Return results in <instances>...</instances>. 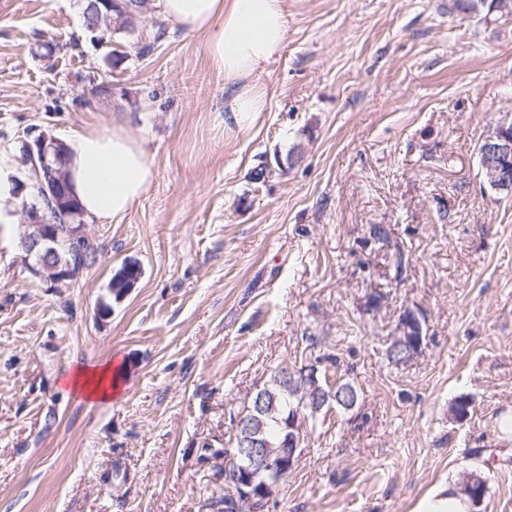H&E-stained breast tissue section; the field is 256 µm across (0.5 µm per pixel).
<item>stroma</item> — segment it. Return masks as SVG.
<instances>
[{
	"label": "stroma",
	"mask_w": 512,
	"mask_h": 512,
	"mask_svg": "<svg viewBox=\"0 0 512 512\" xmlns=\"http://www.w3.org/2000/svg\"><path fill=\"white\" fill-rule=\"evenodd\" d=\"M83 4L0 0V167L25 178L26 136L69 143L117 118L154 179L121 223L85 224L96 260L74 280L30 274L21 204L0 223V512H217L231 414L308 362L359 400L308 426L269 512H413L473 471L488 492L472 512H512V196L478 154L512 121V18L287 0L245 133L203 36L171 25L114 65L127 34L88 31ZM126 263L141 276L117 301ZM408 309L426 345L396 365L385 349ZM108 362L117 398L61 391Z\"/></svg>",
	"instance_id": "obj_1"
}]
</instances>
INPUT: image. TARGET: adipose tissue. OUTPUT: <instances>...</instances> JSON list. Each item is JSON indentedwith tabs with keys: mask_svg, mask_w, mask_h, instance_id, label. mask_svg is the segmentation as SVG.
<instances>
[{
	"mask_svg": "<svg viewBox=\"0 0 512 512\" xmlns=\"http://www.w3.org/2000/svg\"><path fill=\"white\" fill-rule=\"evenodd\" d=\"M163 16L188 34L205 37L211 60L226 82L238 83L230 101L240 130L265 110V95L247 77L273 63L288 35L286 0H161ZM72 192L83 214L119 223L148 191L154 172L143 144L123 122L106 131L79 133L67 162ZM65 394L86 402L119 392L111 365L80 367L65 381Z\"/></svg>",
	"mask_w": 512,
	"mask_h": 512,
	"instance_id": "1",
	"label": "adipose tissue"
}]
</instances>
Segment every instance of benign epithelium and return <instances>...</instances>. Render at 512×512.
<instances>
[{"label": "benign epithelium", "mask_w": 512, "mask_h": 512, "mask_svg": "<svg viewBox=\"0 0 512 512\" xmlns=\"http://www.w3.org/2000/svg\"><path fill=\"white\" fill-rule=\"evenodd\" d=\"M23 154L28 168L27 180L15 181L14 195H22L28 186V181L46 172V184L41 186V193L53 199L55 196L67 191L66 182L62 174V167L68 154V145L63 141L45 134L39 135L34 144H24ZM482 165L487 169L489 181L498 191L512 194V133L504 131L484 139L480 152ZM24 223L41 225V232L36 238L22 239V245L28 255L39 256V265L42 270L41 277L51 281H64L76 277L80 270L77 268L47 266L45 257L41 255V247L58 242L55 225L46 217L39 215V210L31 209L30 202L23 201ZM424 344L423 325L420 319L412 312L405 313L394 336L390 337V351L401 346L407 347L408 357L419 355ZM302 374L307 380L308 396L314 400V405L324 408L329 395L324 391L318 378L317 366L311 364L305 367ZM263 393L249 392L245 403L252 404L249 412H238L233 417L232 450L224 455L225 486L237 490L241 498L244 512H265L269 500L280 481L256 484V478L268 471H277L280 475L290 473L296 465L301 454L303 438L299 434L304 432L302 409L296 410L295 420L289 422L288 447L271 448L267 441L261 438L263 426L257 425L255 410L261 407Z\"/></svg>", "instance_id": "1"}]
</instances>
